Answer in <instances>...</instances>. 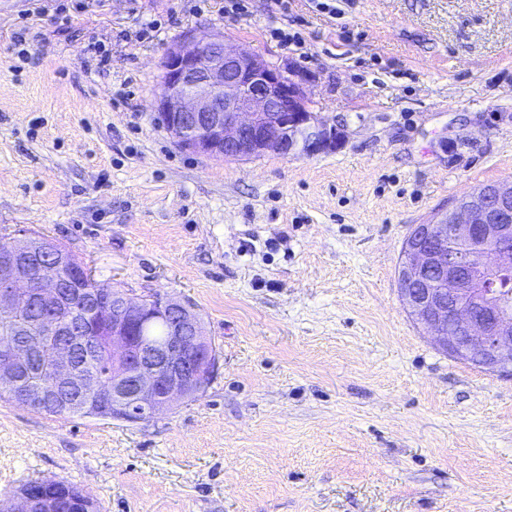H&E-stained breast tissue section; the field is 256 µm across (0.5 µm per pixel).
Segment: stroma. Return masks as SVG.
Wrapping results in <instances>:
<instances>
[{
	"label": "stroma",
	"mask_w": 512,
	"mask_h": 512,
	"mask_svg": "<svg viewBox=\"0 0 512 512\" xmlns=\"http://www.w3.org/2000/svg\"><path fill=\"white\" fill-rule=\"evenodd\" d=\"M330 3L0 0V235L190 305L218 357L200 397L144 422L0 398V512L37 479L97 512H512V379L449 357L398 284L414 225L512 183V0ZM284 24L303 46L269 40ZM197 30L295 65L341 144L180 149L154 102Z\"/></svg>",
	"instance_id": "stroma-1"
}]
</instances>
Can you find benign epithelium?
Masks as SVG:
<instances>
[{
  "mask_svg": "<svg viewBox=\"0 0 512 512\" xmlns=\"http://www.w3.org/2000/svg\"><path fill=\"white\" fill-rule=\"evenodd\" d=\"M155 111L178 147L215 159L314 155L341 140L311 109L295 71L270 66L209 32H191L168 49ZM8 242L0 252V312L42 303L50 314L7 329L12 342L0 348V392L26 406L70 407L71 394L95 385L79 372L76 349L89 361L98 357L76 326L98 317L112 322V390L104 403L113 417L150 420L208 387L216 350L184 303L160 293L135 299L122 291L110 300L93 295L82 313L70 312L61 301L58 272L71 252L26 233ZM511 275L512 185H498L415 225L401 251L399 293L448 356L512 378V289L486 287L489 279ZM156 322L167 327L162 342L143 343L132 334ZM18 499L16 512H61L56 495L28 488Z\"/></svg>",
  "mask_w": 512,
  "mask_h": 512,
  "instance_id": "benign-epithelium-1",
  "label": "benign epithelium"
}]
</instances>
